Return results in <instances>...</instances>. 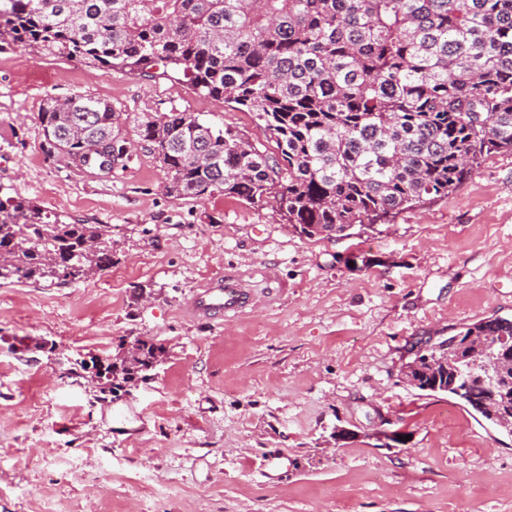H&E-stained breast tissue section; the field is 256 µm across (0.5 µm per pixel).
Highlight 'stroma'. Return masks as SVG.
I'll return each instance as SVG.
<instances>
[{
	"instance_id": "35a3bbf8",
	"label": "stroma",
	"mask_w": 512,
	"mask_h": 512,
	"mask_svg": "<svg viewBox=\"0 0 512 512\" xmlns=\"http://www.w3.org/2000/svg\"><path fill=\"white\" fill-rule=\"evenodd\" d=\"M76 94L198 113L276 149L183 77L0 51V192L114 241L87 281L0 285V512H512V437L400 374L415 341L512 318V152L357 237L309 239L273 197L169 194L142 148L109 175L70 165L39 113ZM228 271L252 304L189 318L193 288ZM137 337L165 358L129 393L72 375Z\"/></svg>"
}]
</instances>
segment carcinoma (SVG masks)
I'll use <instances>...</instances> for the list:
<instances>
[{"label": "carcinoma", "mask_w": 512, "mask_h": 512, "mask_svg": "<svg viewBox=\"0 0 512 512\" xmlns=\"http://www.w3.org/2000/svg\"><path fill=\"white\" fill-rule=\"evenodd\" d=\"M37 45L90 65L161 67L263 122L270 156L192 112L133 117L168 192L259 204L277 189L295 231L354 236L428 196H446L483 151H512V0H0V49ZM49 147L78 168L130 160L112 104L48 98ZM112 267V227L51 221L0 199V284L65 286ZM512 340V318L457 336ZM416 353L414 387L444 392L512 436V366L456 340ZM146 340L104 361L110 389L163 360Z\"/></svg>", "instance_id": "carcinoma-1"}]
</instances>
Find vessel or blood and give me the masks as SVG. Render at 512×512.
Masks as SVG:
<instances>
[{
	"instance_id": "b4317fda",
	"label": "vessel or blood",
	"mask_w": 512,
	"mask_h": 512,
	"mask_svg": "<svg viewBox=\"0 0 512 512\" xmlns=\"http://www.w3.org/2000/svg\"><path fill=\"white\" fill-rule=\"evenodd\" d=\"M247 303L245 283L239 275L227 273L197 286L186 305L189 316L215 321L239 313Z\"/></svg>"
}]
</instances>
